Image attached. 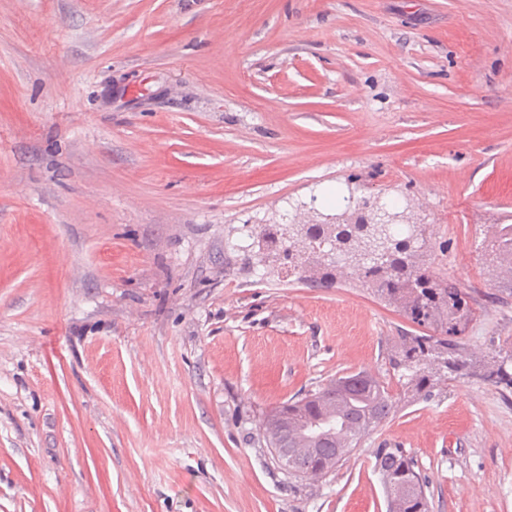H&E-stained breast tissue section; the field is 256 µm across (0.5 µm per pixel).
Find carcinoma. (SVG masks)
Listing matches in <instances>:
<instances>
[{"label":"carcinoma","mask_w":512,"mask_h":512,"mask_svg":"<svg viewBox=\"0 0 512 512\" xmlns=\"http://www.w3.org/2000/svg\"><path fill=\"white\" fill-rule=\"evenodd\" d=\"M289 242L283 251L298 278L323 286L341 280L339 269L357 271L352 279L396 306L411 322L428 326L437 336H403L390 358L405 389L429 395L443 378L478 377L494 385L512 388V351L479 364L458 348L456 338L470 322L468 295L460 284L444 282L431 273L426 254L410 239L390 232L374 236L372 224H286L279 228ZM337 259H319L321 247ZM383 253L374 262L370 251ZM488 279L512 291V282L500 278V268L512 259V224H496L485 246ZM397 397L375 375L360 371L332 379L317 391L274 408L262 425L270 448L283 438L294 445L300 458L289 474L316 480L334 471L372 430L395 412ZM374 468L381 476L392 512H428L426 478L417 462L402 448H379Z\"/></svg>","instance_id":"1"}]
</instances>
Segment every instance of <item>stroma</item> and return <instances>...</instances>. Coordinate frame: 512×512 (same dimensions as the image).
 Returning a JSON list of instances; mask_svg holds the SVG:
<instances>
[{"instance_id": "1", "label": "stroma", "mask_w": 512, "mask_h": 512, "mask_svg": "<svg viewBox=\"0 0 512 512\" xmlns=\"http://www.w3.org/2000/svg\"><path fill=\"white\" fill-rule=\"evenodd\" d=\"M332 187L414 203L463 350H512V0H0V512H388L379 448L512 512V388L402 394L423 327L260 256ZM359 371L394 415L289 476L266 414ZM494 232L485 246V273L488 279L501 288L512 291V282L500 278V268L505 259L512 260V224H495Z\"/></svg>"}]
</instances>
